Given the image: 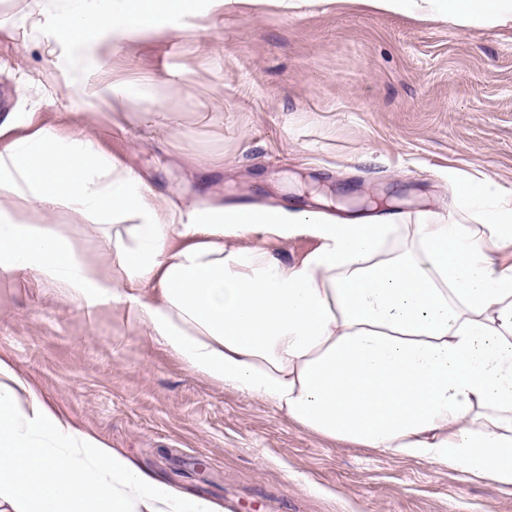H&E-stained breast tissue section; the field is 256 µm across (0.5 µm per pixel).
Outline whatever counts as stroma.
<instances>
[{
    "mask_svg": "<svg viewBox=\"0 0 512 512\" xmlns=\"http://www.w3.org/2000/svg\"><path fill=\"white\" fill-rule=\"evenodd\" d=\"M59 23V0H0V115L88 136L175 202L381 221L395 255L418 216L456 219L457 182L488 170L512 195V24L461 29L358 0L238 5L200 29L103 38L89 62ZM115 82L169 94L152 111L135 94L116 105ZM50 219L109 266L92 225L62 205ZM0 357L80 427L224 512H512L492 480L315 433L31 272L0 276ZM196 458L208 480L187 473Z\"/></svg>",
    "mask_w": 512,
    "mask_h": 512,
    "instance_id": "obj_1",
    "label": "stroma"
}]
</instances>
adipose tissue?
I'll use <instances>...</instances> for the list:
<instances>
[{
	"instance_id": "adipose-tissue-1",
	"label": "adipose tissue",
	"mask_w": 512,
	"mask_h": 512,
	"mask_svg": "<svg viewBox=\"0 0 512 512\" xmlns=\"http://www.w3.org/2000/svg\"><path fill=\"white\" fill-rule=\"evenodd\" d=\"M70 44L123 43L162 24L196 28L192 0H70ZM455 26L512 22V0H371ZM0 122V275L54 282L86 310L110 305L194 372L269 403L321 435L453 463L512 490V201L492 174L465 184L459 220L419 218L411 247L384 259L389 224H323L306 214L223 216L157 198L87 138ZM65 205L96 225L111 271L50 222L6 205ZM255 235L258 245L227 240ZM305 235L288 262L267 239ZM482 416H475V409ZM11 512H223L185 496L76 428L0 360V507Z\"/></svg>"
}]
</instances>
